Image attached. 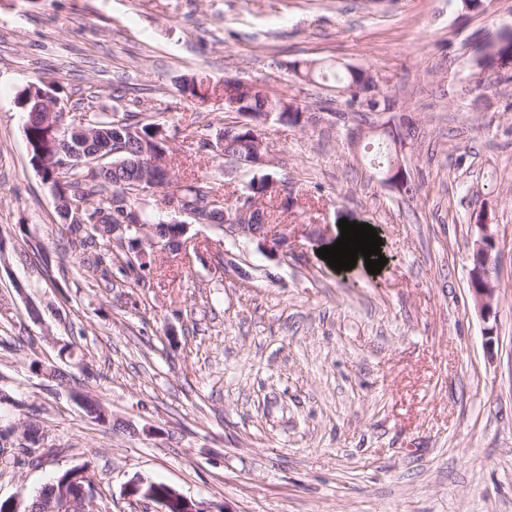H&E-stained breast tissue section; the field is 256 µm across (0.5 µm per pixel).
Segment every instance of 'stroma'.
<instances>
[{
  "mask_svg": "<svg viewBox=\"0 0 512 512\" xmlns=\"http://www.w3.org/2000/svg\"><path fill=\"white\" fill-rule=\"evenodd\" d=\"M510 27L512 0H0V424L36 423L51 450L0 467V500L87 464L107 512H158L127 495L136 479L201 512H512V81L478 64ZM296 62L367 70L395 97L417 127L413 193L381 183L345 96ZM198 76L201 97L182 95ZM230 77L313 115L265 126L295 199L273 216L286 252L191 219L182 249L138 260L71 242L18 91L165 101L174 184L229 197L253 170L201 142L239 119ZM481 210L499 261L487 321L469 283ZM343 219L382 238L379 274L318 256Z\"/></svg>",
  "mask_w": 512,
  "mask_h": 512,
  "instance_id": "stroma-1",
  "label": "stroma"
}]
</instances>
